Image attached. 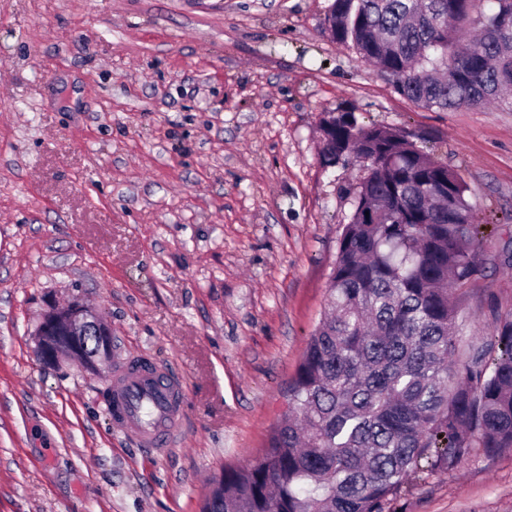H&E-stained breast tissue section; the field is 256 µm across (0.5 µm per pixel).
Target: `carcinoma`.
I'll use <instances>...</instances> for the list:
<instances>
[{"label":"carcinoma","instance_id":"obj_1","mask_svg":"<svg viewBox=\"0 0 512 512\" xmlns=\"http://www.w3.org/2000/svg\"><path fill=\"white\" fill-rule=\"evenodd\" d=\"M333 0L327 29L426 109L512 90V0ZM370 162L338 241L328 309L264 452L201 512H387L409 473L512 450V313L460 346L458 294L483 248L469 188L397 129L336 109L323 163Z\"/></svg>","mask_w":512,"mask_h":512}]
</instances>
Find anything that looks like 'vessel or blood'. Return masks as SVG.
Instances as JSON below:
<instances>
[{
	"mask_svg": "<svg viewBox=\"0 0 512 512\" xmlns=\"http://www.w3.org/2000/svg\"><path fill=\"white\" fill-rule=\"evenodd\" d=\"M184 396L183 383L171 370L135 362L114 371L110 410L116 426L138 443L164 449L181 434Z\"/></svg>",
	"mask_w": 512,
	"mask_h": 512,
	"instance_id": "obj_1",
	"label": "vessel or blood"
}]
</instances>
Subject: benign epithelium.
Segmentation results:
<instances>
[{
	"label": "benign epithelium",
	"instance_id": "7a95c632",
	"mask_svg": "<svg viewBox=\"0 0 512 512\" xmlns=\"http://www.w3.org/2000/svg\"><path fill=\"white\" fill-rule=\"evenodd\" d=\"M36 349L45 364L66 358L98 372L112 359V330L101 313L78 299L64 307L53 304L37 330Z\"/></svg>",
	"mask_w": 512,
	"mask_h": 512
}]
</instances>
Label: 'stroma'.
Wrapping results in <instances>:
<instances>
[{"mask_svg": "<svg viewBox=\"0 0 512 512\" xmlns=\"http://www.w3.org/2000/svg\"><path fill=\"white\" fill-rule=\"evenodd\" d=\"M332 0H0V512H200L260 455L327 303L363 162L327 167L322 113L403 130L471 190L485 248L461 344L512 311V101L417 107L326 30ZM113 365L187 383L158 453L99 374L44 365L73 298ZM394 512H512V452L410 475Z\"/></svg>", "mask_w": 512, "mask_h": 512, "instance_id": "obj_1", "label": "stroma"}]
</instances>
